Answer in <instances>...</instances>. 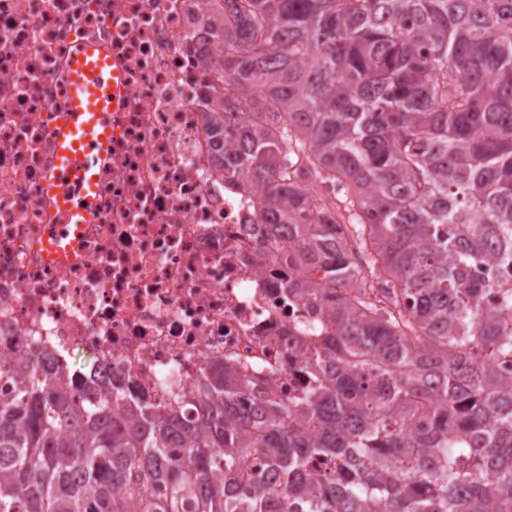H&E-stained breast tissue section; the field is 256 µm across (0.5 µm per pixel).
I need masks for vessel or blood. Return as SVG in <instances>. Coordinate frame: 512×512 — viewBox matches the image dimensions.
Listing matches in <instances>:
<instances>
[{"mask_svg":"<svg viewBox=\"0 0 512 512\" xmlns=\"http://www.w3.org/2000/svg\"><path fill=\"white\" fill-rule=\"evenodd\" d=\"M70 109L57 131V163L46 184L58 223H91L96 167L112 139L113 107L123 93L120 74L105 53L92 45L75 50L70 65ZM74 240L58 237L46 245L51 261L74 256Z\"/></svg>","mask_w":512,"mask_h":512,"instance_id":"1","label":"vessel or blood"}]
</instances>
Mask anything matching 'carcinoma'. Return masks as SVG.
<instances>
[{"mask_svg": "<svg viewBox=\"0 0 512 512\" xmlns=\"http://www.w3.org/2000/svg\"><path fill=\"white\" fill-rule=\"evenodd\" d=\"M222 2L206 129L258 248L320 274L286 283L325 318L312 383L227 367L187 412L21 361L0 512H512V282L469 277L512 264V0Z\"/></svg>", "mask_w": 512, "mask_h": 512, "instance_id": "cac0c4a2", "label": "carcinoma"}]
</instances>
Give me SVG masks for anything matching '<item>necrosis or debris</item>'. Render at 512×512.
Instances as JSON below:
<instances>
[{"instance_id":"1","label":"necrosis or debris","mask_w":512,"mask_h":512,"mask_svg":"<svg viewBox=\"0 0 512 512\" xmlns=\"http://www.w3.org/2000/svg\"><path fill=\"white\" fill-rule=\"evenodd\" d=\"M209 0H0V370L19 359L87 379L126 381L158 406L188 402L224 366L281 396L309 384L293 339L323 323L289 297L288 270L256 254L263 218L230 183L204 128L201 98L223 50L194 35ZM105 50L124 97L100 170L96 220L76 257L44 254L55 228L43 184L69 97L70 60ZM88 351L90 372L71 368Z\"/></svg>"}]
</instances>
